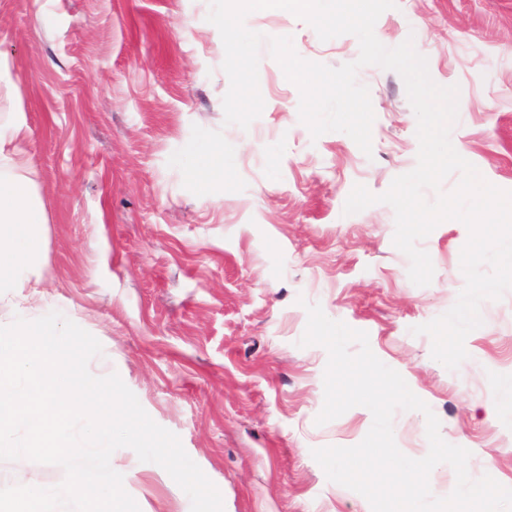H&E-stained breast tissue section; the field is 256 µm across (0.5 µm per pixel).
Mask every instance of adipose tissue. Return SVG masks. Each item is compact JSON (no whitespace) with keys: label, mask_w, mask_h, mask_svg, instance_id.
I'll use <instances>...</instances> for the list:
<instances>
[{"label":"adipose tissue","mask_w":512,"mask_h":512,"mask_svg":"<svg viewBox=\"0 0 512 512\" xmlns=\"http://www.w3.org/2000/svg\"><path fill=\"white\" fill-rule=\"evenodd\" d=\"M29 127L24 113L0 123V306L18 307L34 301L40 284L43 215L27 178L24 141ZM222 148L200 145L195 166L202 201L229 192Z\"/></svg>","instance_id":"adipose-tissue-1"}]
</instances>
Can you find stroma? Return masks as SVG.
I'll list each match as a JSON object with an SVG mask.
<instances>
[{
	"instance_id": "stroma-1",
	"label": "stroma",
	"mask_w": 512,
	"mask_h": 512,
	"mask_svg": "<svg viewBox=\"0 0 512 512\" xmlns=\"http://www.w3.org/2000/svg\"><path fill=\"white\" fill-rule=\"evenodd\" d=\"M209 0H0V57L16 88L0 118L20 110L30 135L27 176L45 224L43 300L19 316L56 311L102 345L98 377L118 374L147 414L176 434L219 489L224 512H371L331 482L311 451L351 447L372 425L363 406L323 425L328 354L299 347L306 304L367 332L440 421L449 444L488 454L512 479V290L480 305L488 329L448 370L414 326L445 314L464 279L452 278L469 232L440 223L419 243L434 266L414 285L393 244L395 214L378 203L355 214V185L386 192L417 164V121L402 77L370 65L357 74L375 114L372 152L345 133L312 137L300 92L261 47V115L225 124L230 82ZM248 29L291 36L296 51L337 67L359 43L321 41L293 14L250 13ZM394 47L413 39L432 80L457 86L451 137L488 183L512 191V0H397L375 24ZM231 150V190L200 203L199 133ZM0 310V320L13 321ZM112 462L140 512H191L159 465L127 447ZM64 470L0 460V487Z\"/></svg>"
}]
</instances>
